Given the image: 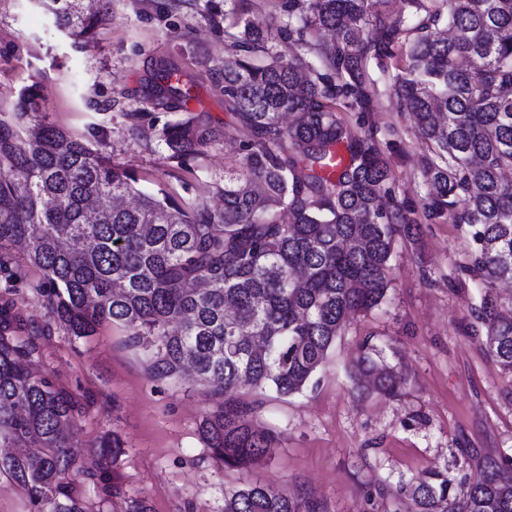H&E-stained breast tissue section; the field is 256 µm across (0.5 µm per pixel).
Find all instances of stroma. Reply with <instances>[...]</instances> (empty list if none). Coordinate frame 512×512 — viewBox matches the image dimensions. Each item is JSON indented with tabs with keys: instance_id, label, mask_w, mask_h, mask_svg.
Here are the masks:
<instances>
[{
	"instance_id": "obj_1",
	"label": "stroma",
	"mask_w": 512,
	"mask_h": 512,
	"mask_svg": "<svg viewBox=\"0 0 512 512\" xmlns=\"http://www.w3.org/2000/svg\"><path fill=\"white\" fill-rule=\"evenodd\" d=\"M109 0L107 21L76 43L58 31L38 0H0V109L10 110L37 85L48 121L120 166L143 175V189L163 187L179 202L211 198L224 183V144L192 160L194 176H170L159 140L166 124L203 116L235 129L217 74L228 51L224 13L231 0ZM176 69L192 96L181 108L151 102L160 68ZM139 115L140 140L128 135ZM354 135L373 130L390 168V201L419 219L399 234L384 303L354 315L303 393L241 392L254 422L277 436L271 459L228 469L199 439L215 409L208 388L151 380L144 356L125 332L105 326L85 339L55 323L37 293L40 274L6 287L24 334L39 349L35 372L75 396L83 412L72 424L71 453L82 473L76 492L84 512H224V493L259 482L291 496L320 500L326 512H414L405 491L429 471L463 489V449L512 458V375L500 370L473 328L481 288L472 269L477 246L466 225L427 220L420 158L427 147L389 84L378 81L375 109L341 115ZM404 378L396 396L354 385L350 370L371 352ZM119 435L123 453L105 459L102 441Z\"/></svg>"
}]
</instances>
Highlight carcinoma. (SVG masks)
Returning <instances> with one entry per match:
<instances>
[{
    "label": "carcinoma",
    "mask_w": 512,
    "mask_h": 512,
    "mask_svg": "<svg viewBox=\"0 0 512 512\" xmlns=\"http://www.w3.org/2000/svg\"><path fill=\"white\" fill-rule=\"evenodd\" d=\"M60 31L87 38L107 20L89 0H44ZM224 27V102L234 112L236 155L224 165L221 206L179 203L61 127L46 121L38 91L25 90L0 116V274L24 270L10 252L25 246L41 275L42 303L81 339L104 325L127 333L154 380L188 381L221 398L199 426L205 447L228 468H251L275 447L254 424L245 389L303 392L349 318L382 304L396 234L416 221L388 207L390 179L372 140L352 135L339 113L371 112L368 61L397 58L386 76L431 156L423 178L430 216L473 229V272L485 292L476 321L490 357L512 373V309L496 292L512 281V0H282L269 20L250 0ZM291 52L279 50L281 41ZM162 69L157 93L185 100ZM198 117L167 125V159L189 161L226 138ZM347 161L338 170L339 150ZM0 307V446L40 448L0 457V472L26 491L35 512H83L79 469L69 453L80 408L25 363L37 345ZM354 379L393 395L403 382L371 357ZM473 461L464 489L429 472L408 491L416 512H512V463ZM224 512H324L255 482L224 493Z\"/></svg>",
    "instance_id": "1"
}]
</instances>
